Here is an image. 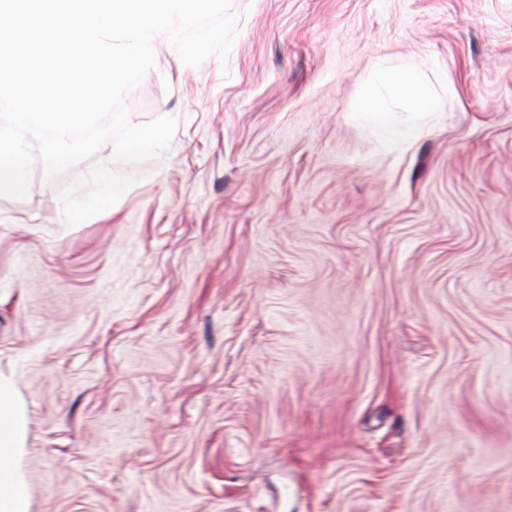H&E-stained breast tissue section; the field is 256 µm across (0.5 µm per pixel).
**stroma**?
Here are the masks:
<instances>
[{
  "mask_svg": "<svg viewBox=\"0 0 512 512\" xmlns=\"http://www.w3.org/2000/svg\"><path fill=\"white\" fill-rule=\"evenodd\" d=\"M231 12L164 154L0 197L31 512H512V0ZM393 82L395 86L407 96L414 98L416 109L413 112H430L431 108H428L425 100L418 93L417 85L415 81L410 78L405 72L401 70H395L393 73Z\"/></svg>",
  "mask_w": 512,
  "mask_h": 512,
  "instance_id": "35a3bbf8",
  "label": "stroma"
}]
</instances>
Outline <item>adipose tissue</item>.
Masks as SVG:
<instances>
[{
	"label": "adipose tissue",
	"mask_w": 512,
	"mask_h": 512,
	"mask_svg": "<svg viewBox=\"0 0 512 512\" xmlns=\"http://www.w3.org/2000/svg\"><path fill=\"white\" fill-rule=\"evenodd\" d=\"M26 433V409L10 376L0 373V512H30L18 462Z\"/></svg>",
	"instance_id": "1"
}]
</instances>
